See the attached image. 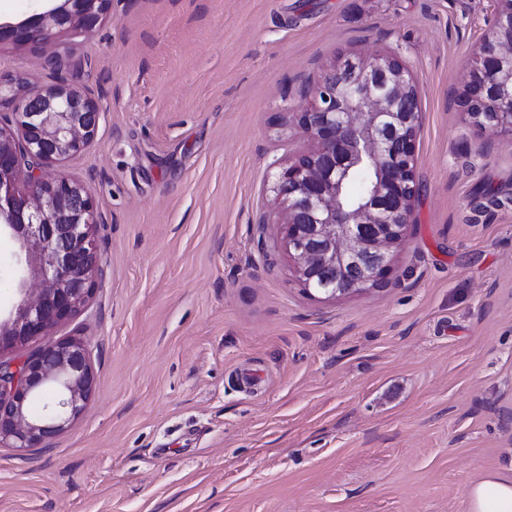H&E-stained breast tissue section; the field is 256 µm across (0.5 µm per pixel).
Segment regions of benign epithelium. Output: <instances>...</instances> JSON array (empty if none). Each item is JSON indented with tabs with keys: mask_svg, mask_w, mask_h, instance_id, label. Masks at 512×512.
I'll use <instances>...</instances> for the list:
<instances>
[{
	"mask_svg": "<svg viewBox=\"0 0 512 512\" xmlns=\"http://www.w3.org/2000/svg\"><path fill=\"white\" fill-rule=\"evenodd\" d=\"M111 0H63V4L17 25L0 24V45L45 39L53 28H90L107 14ZM488 30L466 63L468 81L459 106L466 124L492 140L512 138V0H495ZM291 121L308 146L279 166L270 191L282 247L294 262L301 291L335 299L382 287L394 253L414 223L419 196L416 139L420 95L410 68L393 51L372 58L334 60L304 90ZM0 233L19 245L21 302L0 318V446L25 456L65 432L88 410L94 385L92 350L76 339L51 338L90 301L103 274L92 228L94 196L67 176L45 177L63 159L93 143L100 110L91 97L60 83L33 85L23 96L0 78ZM367 162L375 179L362 200L344 196L350 172ZM40 288L27 292V285ZM31 342L20 359L6 350ZM50 388L54 403L39 417L32 399Z\"/></svg>",
	"mask_w": 512,
	"mask_h": 512,
	"instance_id": "obj_1",
	"label": "benign epithelium"
}]
</instances>
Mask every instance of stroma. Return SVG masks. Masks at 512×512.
Segmentation results:
<instances>
[{"label":"stroma","mask_w":512,"mask_h":512,"mask_svg":"<svg viewBox=\"0 0 512 512\" xmlns=\"http://www.w3.org/2000/svg\"><path fill=\"white\" fill-rule=\"evenodd\" d=\"M494 0H112L90 29L0 46V74L94 98L63 174L104 275L57 328L86 341L87 412L0 447V512H465L512 469V140L457 98ZM396 51L421 97L415 222L378 290L302 293L273 177L335 58ZM488 199L473 212L474 197ZM0 236V314L20 301Z\"/></svg>","instance_id":"35a3bbf8"}]
</instances>
